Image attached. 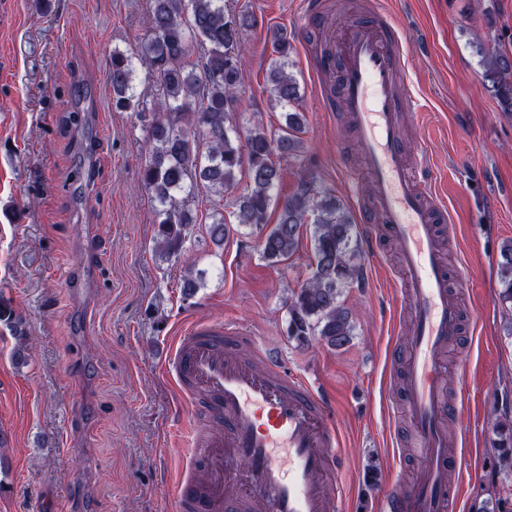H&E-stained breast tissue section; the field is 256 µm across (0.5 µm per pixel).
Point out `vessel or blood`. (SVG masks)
Returning <instances> with one entry per match:
<instances>
[{
    "instance_id": "1",
    "label": "vessel or blood",
    "mask_w": 512,
    "mask_h": 512,
    "mask_svg": "<svg viewBox=\"0 0 512 512\" xmlns=\"http://www.w3.org/2000/svg\"><path fill=\"white\" fill-rule=\"evenodd\" d=\"M333 62L336 96L364 150L382 228L399 246L412 328L390 361L400 369L404 410L424 461L408 490H386L383 512H456L460 485L444 424L457 412L447 399L443 358L462 335L463 313L450 295L439 226L447 206L418 179L434 172L403 136L419 107L408 92L406 37L383 6L344 30ZM167 373L192 409L176 512H339V436L327 403L288 375L269 344L243 328L195 320L177 336ZM246 461L244 473L225 460Z\"/></svg>"
}]
</instances>
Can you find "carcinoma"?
<instances>
[{
  "mask_svg": "<svg viewBox=\"0 0 512 512\" xmlns=\"http://www.w3.org/2000/svg\"><path fill=\"white\" fill-rule=\"evenodd\" d=\"M254 23L250 12L235 10L226 0H151L147 38L135 51L112 50V106L136 113L149 126L151 145L141 181L159 205L156 241L165 258L177 256L190 237L195 221L191 205L201 186L216 196L210 241L224 246L227 219L221 201L244 168L250 188L237 199L233 217L238 224L263 229L273 191L282 179L273 157L299 152L305 116L294 109L301 99L300 86L290 72V44L282 33L272 38L266 84L271 100L285 109L283 124L269 133L256 127L244 139L233 125L243 82L240 41ZM479 54L489 91L501 111L512 115V52L481 46ZM137 61L157 82L158 98L150 107L134 83ZM306 224L311 225L315 270L288 304V336L300 343L316 336L340 349L350 342L354 324L339 297L360 274L350 212L314 178L303 177L281 205L277 223L261 236V253L272 263L292 255ZM497 268L499 296L512 305V242L501 247ZM0 324L17 339L15 361L25 364L23 318L1 294Z\"/></svg>",
  "mask_w": 512,
  "mask_h": 512,
  "instance_id": "obj_1",
  "label": "carcinoma"
}]
</instances>
